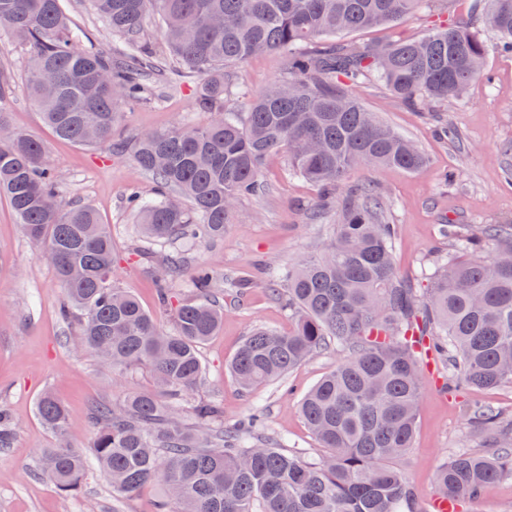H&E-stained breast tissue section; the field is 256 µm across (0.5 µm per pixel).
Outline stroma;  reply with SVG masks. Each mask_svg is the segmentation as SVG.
I'll return each mask as SVG.
<instances>
[{
	"label": "stroma",
	"instance_id": "35a3bbf8",
	"mask_svg": "<svg viewBox=\"0 0 512 512\" xmlns=\"http://www.w3.org/2000/svg\"><path fill=\"white\" fill-rule=\"evenodd\" d=\"M66 12L94 46H116L89 0H66ZM436 19L432 9L423 6L400 22L358 31L345 40L374 45L418 39ZM481 36L491 46L486 79L446 105L412 108L374 78L354 90L368 111L414 141L430 159L416 173L388 166L357 168L336 190L341 196L355 185L376 189L386 221L396 228L397 270L416 283L422 280L424 266L437 256L455 255L454 243L444 232L446 225L470 230L484 224L512 225V185L506 182L512 173V56L498 52L492 31L482 30ZM23 57L20 46L0 48V84L6 87L0 114L11 129L44 144L61 177L64 202L91 205L111 224L117 259L114 285L131 292L160 324L172 328L144 261L134 254L138 226L125 203L131 187L143 198H154L157 182L128 154L56 139L29 98ZM282 67L281 53L271 52L252 56L231 72L248 93L256 94L281 76ZM195 86L194 79L179 78L159 86L161 104L124 108L115 138L129 140L151 130L206 125L211 115L196 110ZM444 122L456 129L457 138L440 134ZM262 183L261 192L237 203L223 241L192 251V264L177 281V293H186L195 266L209 267L220 276L258 262L278 267L298 261L331 238L337 222L335 209L321 208L320 188L289 171L287 151L265 159ZM62 292L54 266L24 235L7 199L0 197V405L12 412L18 424L13 447L0 451V512H155L164 494L162 484H148L132 497L116 500L107 479L96 474L78 494L66 495L36 467L39 455L55 442L35 413L42 392L52 391L64 403L72 442L87 448L93 440L89 426L93 403L112 402L153 386L147 371L102 365L94 352L72 345L73 328L57 316ZM257 326L285 333L293 320L271 298L263 281H256L241 296L225 290L224 323L200 349L205 380L197 394L221 402L228 425L262 408L266 435H285L290 451L319 457L323 450L301 417L299 403L335 366L340 354L321 352L283 381L241 392L226 367ZM477 402L512 417V384L446 394L436 388L434 374H424L419 420L412 448L402 462L424 512L432 508L435 472L443 461L463 452L491 450L489 435L473 432L468 424V409Z\"/></svg>",
	"mask_w": 512,
	"mask_h": 512
}]
</instances>
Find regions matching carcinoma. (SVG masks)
Masks as SVG:
<instances>
[{
    "mask_svg": "<svg viewBox=\"0 0 512 512\" xmlns=\"http://www.w3.org/2000/svg\"><path fill=\"white\" fill-rule=\"evenodd\" d=\"M64 2L0 0V34L24 48L31 101L57 138L112 146L155 176L154 199L132 191L127 203L142 235L135 255L149 264L175 329H162L114 287L111 226L89 205L61 204L43 144L18 132L1 137L0 196L52 262L63 287L57 314L78 326L75 346L114 368H146L156 382L154 391L92 406L88 448L69 441L64 405L43 393L36 415L57 438L39 458L43 475L75 494L97 471L115 499L160 481L166 491L155 512H420L400 461L416 430L423 351H432L456 387L512 384V226L450 230L457 250L488 244L492 254L440 259L422 290L395 268L394 225L379 217L371 189L358 186L337 203L328 244L269 274L267 288L291 312L293 327L255 329L228 372L249 390L285 379L328 347L344 352L300 402L325 449L318 460L258 435V412L226 428L221 405L200 398L193 422L182 418L204 377L198 347L219 328L224 307L205 266L196 267L190 296L175 294L172 283L188 247L224 238L237 202L260 191L259 172L273 152L288 148L293 173L324 190L358 166L420 169L423 151L367 111L352 89L371 75L410 106L456 99L484 76L486 43L446 20L420 40L336 43L338 34L396 23L425 0H90L124 42L114 57L82 45L85 35L70 26ZM472 7L512 52V0H473ZM152 13L172 55L195 75L196 109L213 119L114 144L120 106L158 101L155 85L166 79L145 34ZM267 51L284 53L285 75L249 96L247 111L229 110L228 96L240 90L226 68ZM159 242L172 253L156 263ZM468 421L491 433L502 455L461 453L441 464L440 498L475 500L512 476V419L476 405ZM15 434V419L0 407V449Z\"/></svg>",
    "mask_w": 512,
    "mask_h": 512,
    "instance_id": "obj_1",
    "label": "carcinoma"
}]
</instances>
